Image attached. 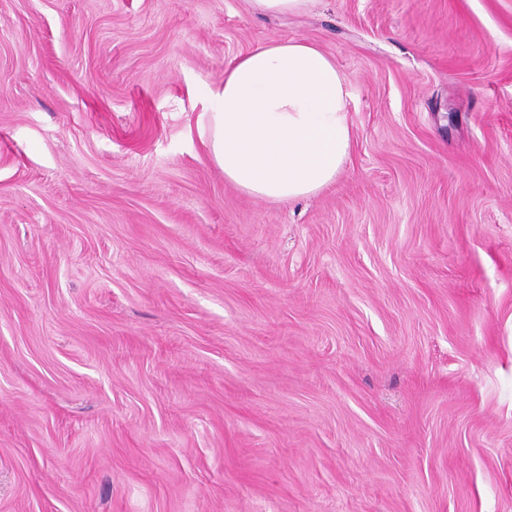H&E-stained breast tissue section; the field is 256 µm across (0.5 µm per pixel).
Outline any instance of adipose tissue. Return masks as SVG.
<instances>
[{
    "label": "adipose tissue",
    "mask_w": 512,
    "mask_h": 512,
    "mask_svg": "<svg viewBox=\"0 0 512 512\" xmlns=\"http://www.w3.org/2000/svg\"><path fill=\"white\" fill-rule=\"evenodd\" d=\"M351 81L304 41L273 39L235 58L211 91L201 135L225 181L273 202L315 195L350 159Z\"/></svg>",
    "instance_id": "adipose-tissue-1"
}]
</instances>
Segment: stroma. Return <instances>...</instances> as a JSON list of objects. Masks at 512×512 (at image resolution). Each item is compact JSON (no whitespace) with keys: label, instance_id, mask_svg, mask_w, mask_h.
Here are the masks:
<instances>
[{"label":"stroma","instance_id":"stroma-1","mask_svg":"<svg viewBox=\"0 0 512 512\" xmlns=\"http://www.w3.org/2000/svg\"><path fill=\"white\" fill-rule=\"evenodd\" d=\"M274 37L351 78L288 203L198 133ZM0 512H512V0H0ZM256 15H287L303 13L316 0H249Z\"/></svg>","mask_w":512,"mask_h":512}]
</instances>
